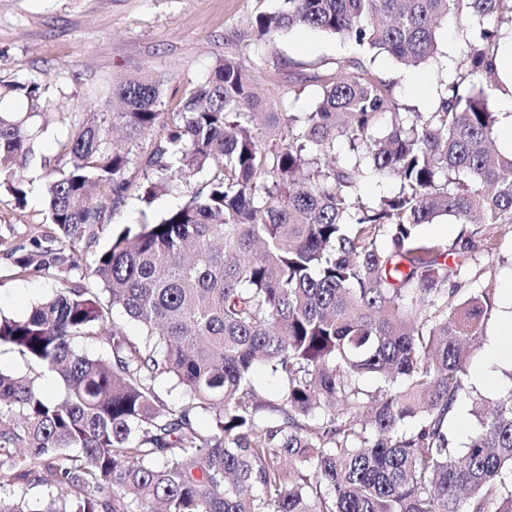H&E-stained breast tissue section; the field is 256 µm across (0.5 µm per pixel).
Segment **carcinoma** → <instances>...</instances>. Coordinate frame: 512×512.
Listing matches in <instances>:
<instances>
[{"label":"carcinoma","instance_id":"carcinoma-1","mask_svg":"<svg viewBox=\"0 0 512 512\" xmlns=\"http://www.w3.org/2000/svg\"><path fill=\"white\" fill-rule=\"evenodd\" d=\"M450 18L479 29L431 112L404 114L393 82L338 60L311 77L313 111L270 112L259 127L250 75L226 59L176 113L161 111L152 77L117 84L123 151L97 115L79 125L47 179V223L11 248L13 271L58 288L27 316L0 317V345L33 366L0 370V488L44 494L0 497V512H512V386L485 395L466 381L497 308L469 284L512 233V152L494 148L487 94L501 90L512 0H280L255 29L310 28L417 68L438 59ZM10 98L29 112L0 108V190L23 208L41 133L29 119L51 100L35 82L0 87ZM342 139L354 157L337 155ZM134 166L158 176L137 182ZM368 172L397 189L363 199ZM200 174L182 205L116 226L87 255L128 196L149 206ZM443 215L461 225L451 244L420 232ZM260 364L281 382L272 400L252 382ZM46 375L59 393L40 389ZM365 375L376 392L360 388ZM161 376L182 404L156 392ZM464 399L480 430L460 446Z\"/></svg>","mask_w":512,"mask_h":512}]
</instances>
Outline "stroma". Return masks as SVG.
I'll return each mask as SVG.
<instances>
[{"instance_id":"35a3bbf8","label":"stroma","mask_w":512,"mask_h":512,"mask_svg":"<svg viewBox=\"0 0 512 512\" xmlns=\"http://www.w3.org/2000/svg\"><path fill=\"white\" fill-rule=\"evenodd\" d=\"M279 0H0V83L35 82L54 108L40 136L28 174L34 183L25 208L0 192V315L23 317L50 295L51 280L13 276L6 246L24 243L30 225L46 221L43 160L67 162L60 150L90 113L109 116L112 89L127 76L146 73L160 83L163 109L177 112L186 93L224 59L247 68L265 112H309L321 89L311 77L328 62L360 58L351 42L305 28L258 36L257 15ZM473 24L448 22L439 31L441 63L400 69L388 56L372 70L396 84L410 108L431 111L449 74L462 59ZM201 185L179 184L144 208L128 198L109 218L113 224L153 222Z\"/></svg>"}]
</instances>
